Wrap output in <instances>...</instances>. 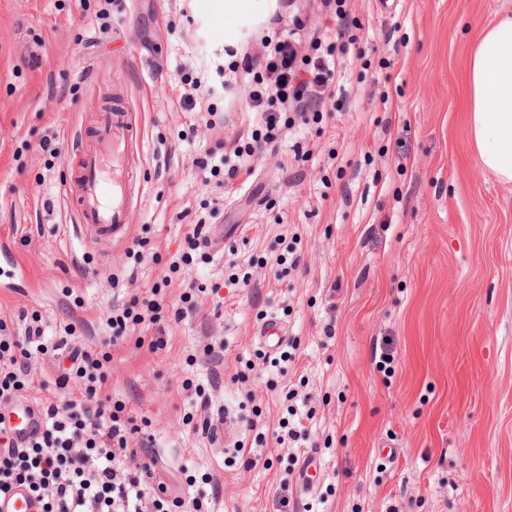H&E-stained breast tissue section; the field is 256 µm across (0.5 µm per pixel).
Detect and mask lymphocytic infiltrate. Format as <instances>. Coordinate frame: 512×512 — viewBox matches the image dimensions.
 Returning <instances> with one entry per match:
<instances>
[{"mask_svg": "<svg viewBox=\"0 0 512 512\" xmlns=\"http://www.w3.org/2000/svg\"><path fill=\"white\" fill-rule=\"evenodd\" d=\"M348 51V43L338 37L323 53L304 59L289 40L271 44L265 74L256 77L248 105L261 124L252 134V144L235 150L230 160L201 156L197 168L220 178L225 186L251 173L256 148L278 139L280 114L287 104L317 117L334 101V56ZM162 309L161 287L156 284L149 295L132 296L115 309L107 346L72 348L71 367L56 380L70 389L64 400L49 393L47 385L33 387L28 371L33 353L61 350V343L47 344L38 326L27 327L24 340H15L0 321V403L10 404L27 393L42 417L41 432L26 445L0 448V494L15 484L28 486L42 512H212L209 499L202 496L188 502L167 499L165 487L157 483V460L148 445L130 446L140 426L125 404L112 397L111 347L134 332L138 346L153 353L165 349ZM148 325L153 328L149 334L144 331ZM129 457L136 458V466L123 468Z\"/></svg>", "mask_w": 512, "mask_h": 512, "instance_id": "f902f5d3", "label": "lymphocytic infiltrate"}]
</instances>
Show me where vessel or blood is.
Wrapping results in <instances>:
<instances>
[{
  "label": "vessel or blood",
  "mask_w": 512,
  "mask_h": 512,
  "mask_svg": "<svg viewBox=\"0 0 512 512\" xmlns=\"http://www.w3.org/2000/svg\"><path fill=\"white\" fill-rule=\"evenodd\" d=\"M139 141L130 113L110 107L99 113L96 137L84 151L77 173L66 184L78 230L88 245L109 242L127 232L135 198L126 179L127 168L134 161L129 149ZM0 425L18 443L40 429L41 419L32 403L18 400L0 414ZM39 510L27 487L15 485L0 495V512Z\"/></svg>",
  "instance_id": "b4317fda"
}]
</instances>
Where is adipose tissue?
<instances>
[{"label":"adipose tissue","mask_w":512,"mask_h":512,"mask_svg":"<svg viewBox=\"0 0 512 512\" xmlns=\"http://www.w3.org/2000/svg\"><path fill=\"white\" fill-rule=\"evenodd\" d=\"M471 138L483 167L512 181V17L482 29L467 58Z\"/></svg>","instance_id":"1"}]
</instances>
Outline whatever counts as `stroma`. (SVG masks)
Instances as JSON below:
<instances>
[{
	"label": "stroma",
	"mask_w": 512,
	"mask_h": 512,
	"mask_svg": "<svg viewBox=\"0 0 512 512\" xmlns=\"http://www.w3.org/2000/svg\"><path fill=\"white\" fill-rule=\"evenodd\" d=\"M344 10L350 53L322 121L286 111L253 176L221 189L195 161L253 124L229 50L309 43L333 11L297 0L275 24L271 0L226 17L197 0H0V245L17 258L0 267V320L19 339L24 312L48 342L71 325L97 343L113 309L170 276L166 349L130 335L112 359V395L150 437L168 497L215 512H512V182L480 164L463 81L512 0ZM116 93L142 134V203L126 238L91 247L65 182ZM52 135L55 159L38 149ZM200 221L210 244L193 250ZM188 290L196 307L174 318ZM270 316L287 331L278 351L256 335ZM189 416L212 431L188 433Z\"/></svg>",
	"instance_id": "1"
}]
</instances>
